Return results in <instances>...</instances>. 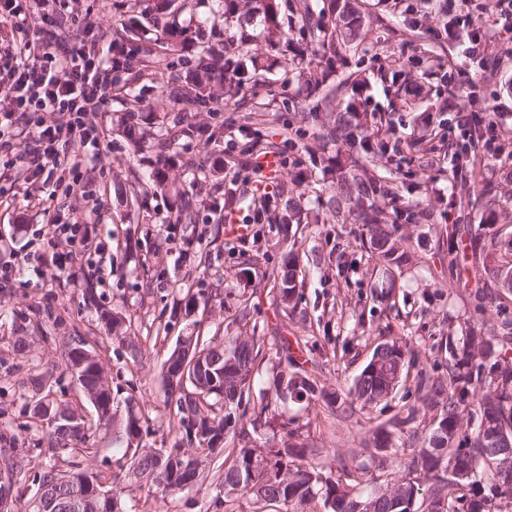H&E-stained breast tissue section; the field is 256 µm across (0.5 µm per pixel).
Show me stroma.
Returning <instances> with one entry per match:
<instances>
[{
	"label": "stroma",
	"instance_id": "1",
	"mask_svg": "<svg viewBox=\"0 0 512 512\" xmlns=\"http://www.w3.org/2000/svg\"><path fill=\"white\" fill-rule=\"evenodd\" d=\"M362 17L355 47L326 69L322 87L304 77L283 82L280 50L267 52L260 63L266 88L257 103L266 112L256 124L250 106L240 108L215 99L202 111L188 114L192 125L216 124L233 116L235 124L215 140L180 138V161L167 172L168 186L134 204L133 191L153 170L157 152L135 151L122 134L128 113L153 115V133H163L176 110L168 94L145 76L123 87L94 117L105 142L94 161L79 173H55L47 186L24 181L17 163L24 151L21 139L0 146V258L30 256V263L0 288V448H18L30 463L14 476L19 503L36 492L35 473L49 464L125 477L119 455L127 441L119 425L128 412L148 415L139 442L146 448H169L181 432L168 424L161 363L180 337L194 333L223 341L245 332L247 325L279 331L300 344L305 368L328 391L348 390L353 377L383 336H401L419 353L418 363L433 367L441 355L436 345L465 322L498 332L512 319V293L492 279L475 278L472 260L460 256L457 269L448 266L445 227L461 224L481 236L486 247L481 264L491 267L512 251V158L494 159L482 169L479 184L488 195L461 206V190L452 176V159L463 152L465 139L459 112L490 118L498 125L499 141L512 151V32L496 31L471 60H462L460 43L439 37L454 14L441 0H422L409 14L397 0H351ZM130 0H55L50 14L59 33L76 36L82 19L112 38L130 18ZM362 77V98L368 119L379 137L397 141L401 151L389 167L406 205L432 212L429 220L407 224L403 235H426L393 277H386L369 249L362 245L363 226L355 215L336 220L332 213L336 186L325 178V167L361 155L360 145L327 138L329 113L310 112L325 91ZM316 112V111H315ZM276 143L288 162L273 179L269 204L250 170L237 184L224 178V163L236 159L239 146L252 137ZM80 181L94 200L69 192ZM197 204L193 222L178 225L174 238L164 230L184 198ZM265 205L262 223H253L258 205ZM238 211L244 234L231 232L225 211ZM61 214L70 223L97 224L102 250L87 246L76 251L78 280L60 274L43 246L49 217ZM293 248L301 269L300 289L306 319L279 315L274 299L277 275L286 248ZM93 285L96 306L83 297ZM200 299L190 315L172 317L185 295ZM250 298L246 321L234 317L242 296ZM120 312L133 317L142 332L146 356L133 363L125 346L108 329L107 318ZM25 337L28 346L17 351ZM83 336L96 352L116 396V425L96 437L98 455L73 457L51 451L48 429L33 427L29 417L34 382L45 373L53 378L50 399L65 401L92 413L64 361L63 343ZM321 397L290 405L295 416L296 443L322 449L319 462L326 475L339 476L336 451L362 448L369 422H385L401 411L400 401L376 407L370 417L355 415L339 422L323 411ZM126 512H219L211 496L186 491L170 497L147 493L132 483L124 492Z\"/></svg>",
	"mask_w": 512,
	"mask_h": 512
}]
</instances>
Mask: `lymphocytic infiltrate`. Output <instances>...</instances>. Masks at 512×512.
I'll return each instance as SVG.
<instances>
[{"instance_id": "lymphocytic-infiltrate-1", "label": "lymphocytic infiltrate", "mask_w": 512, "mask_h": 512, "mask_svg": "<svg viewBox=\"0 0 512 512\" xmlns=\"http://www.w3.org/2000/svg\"><path fill=\"white\" fill-rule=\"evenodd\" d=\"M10 65L0 75V138L28 141L21 160L31 182L53 177L66 166L86 167L102 134L90 117L112 99L120 79L112 70V52L96 45L66 44L47 35L8 49ZM46 112L63 113L62 121L45 124ZM94 224H69L55 217L49 226L52 259L71 272L73 250L97 237Z\"/></svg>"}]
</instances>
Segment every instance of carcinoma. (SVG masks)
<instances>
[{
    "instance_id": "carcinoma-1",
    "label": "carcinoma",
    "mask_w": 512,
    "mask_h": 512,
    "mask_svg": "<svg viewBox=\"0 0 512 512\" xmlns=\"http://www.w3.org/2000/svg\"><path fill=\"white\" fill-rule=\"evenodd\" d=\"M175 0H152L149 9L154 23L161 26L159 43L169 56L165 69L158 64L156 48L145 38L144 31L136 28L134 19L123 26V32L112 40V64L125 74L138 66L151 68L161 87L169 86L172 73L179 63L177 48L198 44L190 58L189 77L186 85L175 90L172 101L177 107L173 125L166 136L158 139L159 163L150 180L142 183L134 199L155 193L165 187L167 163L175 157L166 154L175 137L196 134L211 140L220 126H184V114L208 105L214 89H219L224 102L237 99L250 87L265 86L258 73L256 60L252 69L244 67L241 60L227 56L229 42L217 47L198 43L200 30L175 24L162 23L174 12ZM244 11L259 16L264 22L265 41L273 47L292 41L295 31L305 48H317L318 54L308 62L307 80L318 82L319 61L330 64L333 58L352 41L350 22L344 17H333V11L314 9L309 0H301L295 11L299 12L298 25L281 20L276 0H224L223 17ZM145 121L131 114L124 134L134 147L145 142L148 131L140 126ZM368 126L361 99L350 97L344 111L336 113L334 124L326 136L346 144L359 143L365 154L377 162L388 159V145L372 143L367 135ZM485 161L483 157L463 154L455 165L456 179L463 188L476 183L477 171ZM360 159L350 160L349 168L340 172L327 169L337 177V196L347 203L357 205L381 197L398 203V185L389 175L356 173ZM370 248L378 259L389 266H399L409 258L399 236L400 225L390 224L382 211L369 208L359 213ZM277 307L285 315H295L301 295L297 288V257L288 252L280 270ZM82 336H71L64 343L67 366L78 359L85 350ZM283 355L285 362L278 364L279 371L269 387L260 391V413L244 425L253 390V371L261 348L265 345ZM438 348L446 361L445 371L434 373L417 368L418 355L409 342L397 336H387L373 347L372 354L360 372L353 378L348 394L320 393L315 378L301 372L300 361L291 352V342L285 336L266 338L256 333L244 336H226L224 342L208 341L194 337V349L207 352L206 358L215 365L213 373L217 384H212L209 374H162L170 408V421L185 430L191 447L142 448L127 447V475L148 487L168 495H177L194 489L207 492L220 487L222 498L214 499V506L224 512H236L235 505L242 499L252 502L253 512H455L461 501L469 503V512H499L495 499L512 502V482L501 477V472L486 467L481 462L489 450L488 434L493 428L512 430V322L502 323L501 334L487 336L483 329L467 324L459 331L444 336ZM417 369L413 385L405 396L414 397L419 407H410L404 417L394 416L390 425L375 424L368 429L367 446L352 452L351 462L336 454L342 476L333 480L323 475L317 460L323 449L305 444L283 442L281 446L259 445L253 438L258 428L270 425L275 419L280 403L313 397L315 393L325 400L331 413L340 420H348L358 412L393 401L401 384L407 382L411 369ZM85 389L94 391L101 400V411L95 418H83L82 429L71 431L66 417L55 423L51 431V446L67 449L76 454L98 452L94 448L98 431L111 425L112 392L99 386L105 370L99 359L86 363L82 368ZM432 420L429 434H414L402 439L403 427L415 420L418 414ZM412 449L407 473L396 476L385 484L377 485L371 473V464L357 461L358 455L368 452L372 464L383 465L390 456H397ZM454 463L459 470L476 469L472 479L460 481L444 474V468ZM24 457L3 451L0 453V471H21ZM86 478L99 490L112 491V498L122 502L123 487L117 482L104 486L106 479L97 473L81 470L72 464L62 468L56 464L35 475L37 490L56 502L58 512H68L74 480Z\"/></svg>"
}]
</instances>
